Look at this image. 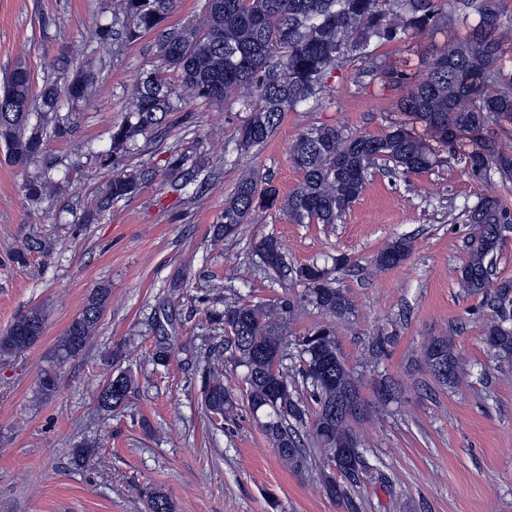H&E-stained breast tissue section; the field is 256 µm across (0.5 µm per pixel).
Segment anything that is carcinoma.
I'll use <instances>...</instances> for the list:
<instances>
[{"instance_id": "obj_1", "label": "carcinoma", "mask_w": 512, "mask_h": 512, "mask_svg": "<svg viewBox=\"0 0 512 512\" xmlns=\"http://www.w3.org/2000/svg\"><path fill=\"white\" fill-rule=\"evenodd\" d=\"M463 5L453 15L446 10L447 0H206L203 20L194 25L165 30L160 34L159 57L162 65L179 74L181 86L197 99L221 104L236 97L251 110L240 146L249 149L265 143L287 112L317 102L330 91L328 81L339 60L354 53L366 65V72L403 88L397 111L426 124L448 149L443 158L425 139L412 133L405 124L395 123L380 136L346 134L333 126L319 125L300 134L290 148L294 166L303 175L298 186L285 197L270 185L257 191L253 177L241 179L224 202V225L229 234L252 220L258 211L277 208L296 224H335L360 197L369 171L384 161L396 174L428 171L456 160L470 176L487 180L498 177L512 185V146L504 136L512 133V73L504 71L498 60L503 53L501 0H458ZM173 7V0H118L110 22L101 24L95 36L121 34L129 41L162 27ZM472 10L478 22L463 42H448L434 55L427 74L418 80L395 69L380 48L398 42L402 35L433 32L454 21H468ZM94 74L91 65L77 72L68 84H44L39 100L44 114L54 121L52 133L62 137L70 128V115L58 112L60 98L70 97L76 106L92 95ZM32 79L22 65L16 66L0 91V144L8 161L26 168L45 157L47 137L29 124ZM132 103L122 120L112 125L111 148L101 156V165L113 167L134 151L138 137L156 138L162 119L176 112L181 94L159 73H149L131 92ZM498 128L502 135L475 141L469 151L456 143V131L467 126L475 113ZM52 167L23 184L28 201H42L54 180ZM139 183L115 173L106 185L99 208L132 196ZM475 229L477 245L459 268V287L469 295L490 297L496 317L484 327V341L498 356L512 357V281L492 278L494 256L512 233V207L498 196H485L468 211ZM410 241L398 238L377 255L381 268L395 266L410 255ZM260 251L268 256L266 267L274 272L286 268L280 245L271 237L262 240ZM336 270L349 266L345 256L333 258ZM332 269V270H334ZM332 270L314 262L295 268L298 280L307 286L310 303L332 315L351 310L344 291L333 286ZM107 298L99 288L83 310L72 320L58 340L47 368L37 383V393L48 398L57 392V368L84 351L95 333ZM294 303L281 297L267 305L233 304L212 310L209 320L224 326L230 344V359L246 369L245 396L250 410L263 418L262 429L278 455L295 470L308 464V449L303 433L309 432L321 445L327 462L341 474L343 483L329 474L325 492L346 499L347 512H358L359 505L347 496L344 485L361 482L364 456L360 448L338 459L336 442L353 436L351 419L366 411L358 384L344 365L336 345L335 331L316 325L304 334L310 352L300 357L295 371L288 368V352L274 326L276 318L293 314ZM45 328V313L39 306L20 315L0 336V354L11 355L32 346ZM429 368L434 363L448 365L442 382L453 381L459 359L448 336L432 338L425 346ZM132 379L120 372L112 376L102 393H113L112 408L129 397ZM316 404L310 409L302 398ZM202 402L206 411L224 420L234 405V394L215 375L202 376ZM149 512H174L165 493L145 492Z\"/></svg>"}]
</instances>
